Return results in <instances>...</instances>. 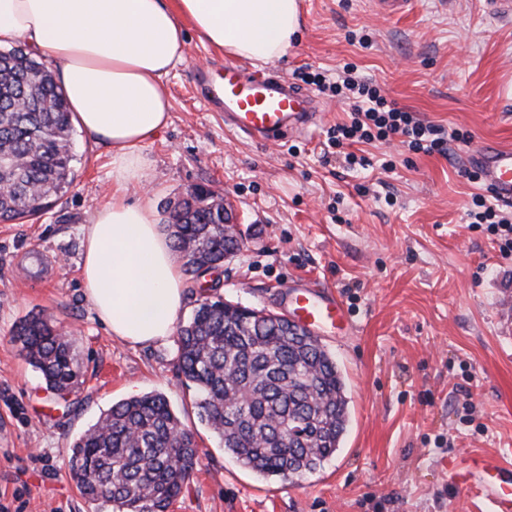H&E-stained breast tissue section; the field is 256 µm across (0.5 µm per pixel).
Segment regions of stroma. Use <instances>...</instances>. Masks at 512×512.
I'll return each mask as SVG.
<instances>
[{
    "label": "stroma",
    "mask_w": 512,
    "mask_h": 512,
    "mask_svg": "<svg viewBox=\"0 0 512 512\" xmlns=\"http://www.w3.org/2000/svg\"><path fill=\"white\" fill-rule=\"evenodd\" d=\"M302 11L295 42L264 71L292 82L348 62L421 118L512 147V17L483 0H411L394 16L373 0H302ZM226 62L188 33L166 79L170 123L144 149L148 188L161 213L201 187L238 214L225 301L284 315L296 278L341 298L353 334L321 337L347 385L340 448L300 479L249 472L200 422L174 340L140 347L108 333L80 262L82 223L112 196L110 155L78 130L67 193L38 218L0 223V512H94L70 478L71 446L113 404L145 393L166 397L199 448L169 512H489L480 482L461 493L448 479L452 460L512 462V255L469 222L486 188L463 174L467 146L445 158L397 137L356 144L371 165L347 169L321 149L349 103L324 94L311 134L256 145L203 103L197 70ZM35 252L48 266L39 277L23 271ZM32 312L72 341L83 383L66 397L12 339Z\"/></svg>",
    "instance_id": "obj_1"
}]
</instances>
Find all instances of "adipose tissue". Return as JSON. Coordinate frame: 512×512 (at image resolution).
Returning a JSON list of instances; mask_svg holds the SVG:
<instances>
[{"label": "adipose tissue", "mask_w": 512, "mask_h": 512, "mask_svg": "<svg viewBox=\"0 0 512 512\" xmlns=\"http://www.w3.org/2000/svg\"><path fill=\"white\" fill-rule=\"evenodd\" d=\"M301 27L299 0H0V46L17 41L56 65L77 126L111 149L112 198L81 230V279L108 332L134 345L173 335L185 258L151 195L144 148L169 124L165 83L186 32L236 58H282Z\"/></svg>", "instance_id": "1"}]
</instances>
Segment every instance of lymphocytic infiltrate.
Instances as JSON below:
<instances>
[{
  "instance_id": "obj_1",
  "label": "lymphocytic infiltrate",
  "mask_w": 512,
  "mask_h": 512,
  "mask_svg": "<svg viewBox=\"0 0 512 512\" xmlns=\"http://www.w3.org/2000/svg\"><path fill=\"white\" fill-rule=\"evenodd\" d=\"M303 79L320 92L351 99L348 121L336 124L327 133L328 146L344 150L348 165L367 163L365 157L349 152V145L355 143L386 141L397 135L413 153L445 156L449 153V141L467 144L472 140L470 131H446L388 100L375 81L358 75L353 64H344L332 79L320 72L304 74ZM468 217L472 225L486 228L502 254H512V217L505 215L497 204L486 196H474Z\"/></svg>"
}]
</instances>
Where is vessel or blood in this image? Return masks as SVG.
Masks as SVG:
<instances>
[{"instance_id":"b4317fda","label":"vessel or blood","mask_w":512,"mask_h":512,"mask_svg":"<svg viewBox=\"0 0 512 512\" xmlns=\"http://www.w3.org/2000/svg\"><path fill=\"white\" fill-rule=\"evenodd\" d=\"M204 101L210 110L222 111L224 123L233 132L261 144H280L309 134L317 123L319 99L282 77L228 64L219 79L200 75ZM469 166L479 170L481 180L502 203L512 204V150L484 142L467 155ZM291 316L311 332L347 325L341 299L329 289L309 290L291 297ZM492 512H512V465L496 458L482 460L477 473Z\"/></svg>"}]
</instances>
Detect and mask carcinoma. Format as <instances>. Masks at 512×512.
<instances>
[{
  "instance_id": "obj_1",
  "label": "carcinoma",
  "mask_w": 512,
  "mask_h": 512,
  "mask_svg": "<svg viewBox=\"0 0 512 512\" xmlns=\"http://www.w3.org/2000/svg\"><path fill=\"white\" fill-rule=\"evenodd\" d=\"M72 131L66 96L46 64L22 46L0 55V223L41 216L72 184ZM196 203L174 231L193 283L202 267L224 263V245L231 255L240 250L220 214ZM13 336L50 392L79 386L71 340L50 318L31 313ZM176 346L182 373L200 392V421L245 468L298 479L340 447L345 382L310 332L202 292ZM199 461L194 433L163 395L146 393L114 404L74 441L69 473L86 501L111 512H169Z\"/></svg>"
}]
</instances>
